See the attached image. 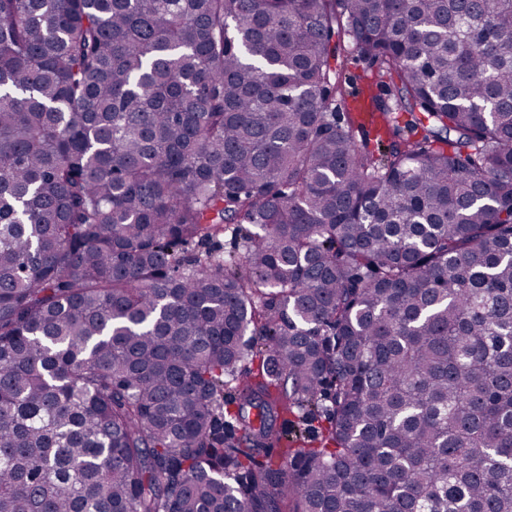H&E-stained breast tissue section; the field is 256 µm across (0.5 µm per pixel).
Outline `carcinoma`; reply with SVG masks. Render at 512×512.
I'll return each mask as SVG.
<instances>
[{
	"label": "carcinoma",
	"instance_id": "1",
	"mask_svg": "<svg viewBox=\"0 0 512 512\" xmlns=\"http://www.w3.org/2000/svg\"><path fill=\"white\" fill-rule=\"evenodd\" d=\"M290 495L512 512V0H0V512Z\"/></svg>",
	"mask_w": 512,
	"mask_h": 512
}]
</instances>
